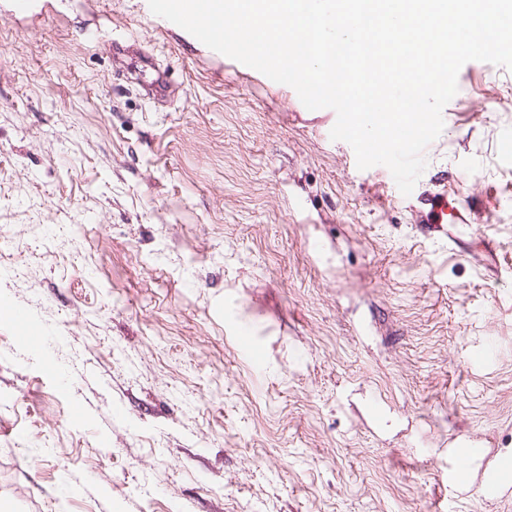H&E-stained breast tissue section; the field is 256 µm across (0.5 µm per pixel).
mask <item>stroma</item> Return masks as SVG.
Listing matches in <instances>:
<instances>
[{
  "label": "stroma",
  "instance_id": "stroma-1",
  "mask_svg": "<svg viewBox=\"0 0 512 512\" xmlns=\"http://www.w3.org/2000/svg\"><path fill=\"white\" fill-rule=\"evenodd\" d=\"M41 2L0 0V308L44 337L0 319V507L512 512L446 477L512 449V70L461 68L405 196L146 0ZM445 188L478 221L420 223Z\"/></svg>",
  "mask_w": 512,
  "mask_h": 512
}]
</instances>
